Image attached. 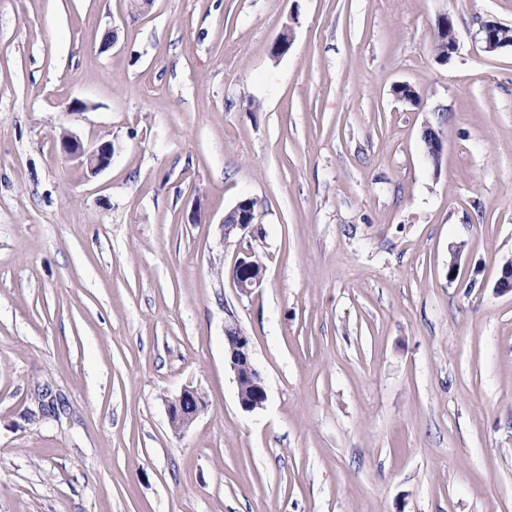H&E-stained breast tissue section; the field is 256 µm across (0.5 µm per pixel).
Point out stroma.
I'll list each match as a JSON object with an SVG mask.
<instances>
[{"label":"stroma","instance_id":"stroma-1","mask_svg":"<svg viewBox=\"0 0 512 512\" xmlns=\"http://www.w3.org/2000/svg\"><path fill=\"white\" fill-rule=\"evenodd\" d=\"M491 17L512 0H0V512H512ZM65 131L111 166L85 173ZM244 197L266 268L247 297L221 227ZM187 386L206 408L177 434ZM60 146L66 156L76 160L91 176L110 167L115 153L112 142L85 147L76 135L67 131L61 134ZM227 327L232 335H236L228 336L226 333V353L237 384L238 402L244 411L253 412L264 407L267 399L266 388L252 361L249 337L241 332L237 324L230 323ZM243 381L247 382L248 392H244Z\"/></svg>","mask_w":512,"mask_h":512}]
</instances>
